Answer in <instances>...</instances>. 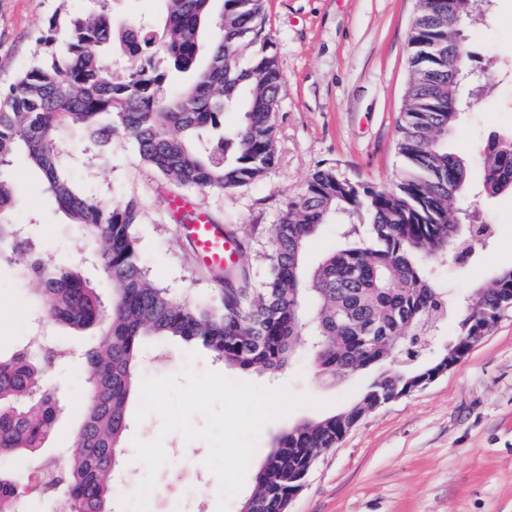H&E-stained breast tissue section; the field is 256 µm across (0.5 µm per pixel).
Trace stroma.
<instances>
[{
  "mask_svg": "<svg viewBox=\"0 0 512 512\" xmlns=\"http://www.w3.org/2000/svg\"><path fill=\"white\" fill-rule=\"evenodd\" d=\"M418 0H268L265 32L285 83L276 121L275 165L251 185L221 193L187 192L214 224L234 225L244 246L242 261L253 282L266 273L271 234L289 202L311 174L335 166L344 178L391 184L399 175L397 127L409 84L408 35ZM107 10L114 27L133 20H160L165 0H0V83L10 82L42 53L49 23L68 15ZM477 67L494 89L468 109L452 139L468 156L469 178H481L479 150L491 132H512V0H494L488 21L466 28ZM65 171L81 190L112 203L135 198L142 214L135 227L139 259L159 287L193 300L215 298L216 283L175 223L172 189L139 161L125 133L112 137L108 158L84 142L65 143ZM12 177L19 199L14 219L32 225L45 248L77 267L101 296L109 287L73 226L25 160ZM491 224L490 246L460 264L439 266L436 278L463 293L512 266V194L478 203ZM36 307L13 265L0 263V349L34 336ZM63 358L46 371L61 413L45 443L53 459L75 452L76 409L87 391L88 372L78 357L95 343L93 333L47 327ZM166 356L144 353L141 375L160 378L192 366L259 387L286 388L301 404L262 430L249 464L257 470L278 437L296 424L320 418L357 399L369 373L326 382L307 356L295 353L278 374L225 366L204 348L168 340ZM196 352L187 361V352ZM162 421L149 415L129 423L124 464L133 483L146 475L136 441L163 437L166 463L148 496L149 512H217L219 483L206 467V442L161 435ZM288 512H512V316L501 320L466 359L421 390L369 412L336 448L319 457Z\"/></svg>",
  "mask_w": 512,
  "mask_h": 512,
  "instance_id": "obj_1",
  "label": "stroma"
}]
</instances>
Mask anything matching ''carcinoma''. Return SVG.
Segmentation results:
<instances>
[{
  "mask_svg": "<svg viewBox=\"0 0 512 512\" xmlns=\"http://www.w3.org/2000/svg\"><path fill=\"white\" fill-rule=\"evenodd\" d=\"M166 2L159 22H132L119 31L104 10L51 22L42 57L0 88V256L32 287L38 321L100 336L83 353L88 379L78 451L64 463L41 456L60 412L43 372L60 360L59 352L35 337L0 353V456L29 454L33 489L65 512H112L127 404L147 339L178 337L226 366L273 374L302 347L331 382L377 368L355 403L282 434L256 472L240 512H284L317 453L336 447L378 399L437 367L422 360L397 366L395 354L410 358L412 351L394 346V337L425 322L429 330L441 328L451 294L436 284L432 264L471 257L492 237L475 212L456 206L468 192L469 167L448 148L463 111L459 82L448 83V44L459 43L461 78L472 55L462 27L436 20L450 5L462 24L481 13L485 0H428L410 29L415 80L398 124L397 181L380 186L352 182L333 166L316 170L274 225L265 277L253 287L244 267L229 266L224 283L238 279L241 289L217 302L191 301L153 284L137 253V201L105 204L63 173L68 136L79 134L104 153L118 130L132 137L141 163L176 189L247 186L275 164L284 77L263 36L264 0ZM247 39L263 40V48L242 67L238 52ZM116 40L136 61L127 75L107 59ZM229 110L242 118L227 128ZM483 153L480 192L512 193V134H490ZM19 156L40 172L88 244L110 284L109 300L11 221L17 196L10 173ZM336 220L338 248L305 267L309 242ZM507 298L512 267L458 304L455 343L465 347L486 335ZM0 512H26L19 482L2 471Z\"/></svg>",
  "mask_w": 512,
  "mask_h": 512,
  "instance_id": "cac0c4a2",
  "label": "carcinoma"
}]
</instances>
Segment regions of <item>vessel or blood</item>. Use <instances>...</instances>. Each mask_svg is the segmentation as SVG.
<instances>
[{
	"label": "vessel or blood",
	"mask_w": 512,
	"mask_h": 512,
	"mask_svg": "<svg viewBox=\"0 0 512 512\" xmlns=\"http://www.w3.org/2000/svg\"><path fill=\"white\" fill-rule=\"evenodd\" d=\"M171 208L178 215L191 213L192 219L184 224L183 232L192 241L205 263L223 267L237 262L238 255L234 242L226 238L205 213L194 210L191 203L182 197L174 198Z\"/></svg>",
	"instance_id": "1"
}]
</instances>
